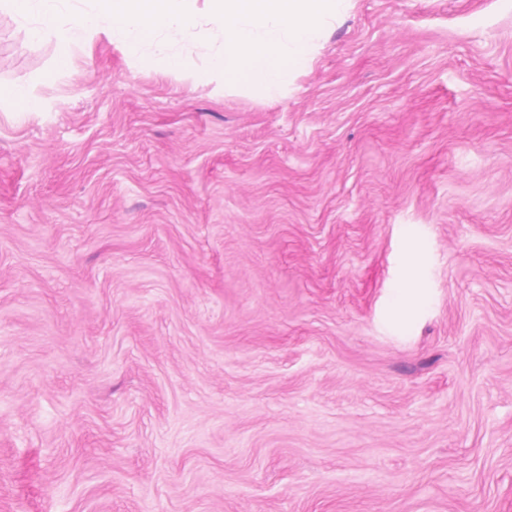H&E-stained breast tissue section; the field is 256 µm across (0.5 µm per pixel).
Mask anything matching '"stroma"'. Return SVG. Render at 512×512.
Listing matches in <instances>:
<instances>
[{
    "mask_svg": "<svg viewBox=\"0 0 512 512\" xmlns=\"http://www.w3.org/2000/svg\"><path fill=\"white\" fill-rule=\"evenodd\" d=\"M57 55L0 12V512H512V0H352L274 99ZM0 101H10L20 106L24 112H38L40 100L26 83L16 82L0 86ZM427 295L422 288H401L397 290L396 305L401 316H408L417 306L427 302Z\"/></svg>",
    "mask_w": 512,
    "mask_h": 512,
    "instance_id": "1",
    "label": "stroma"
}]
</instances>
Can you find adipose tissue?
<instances>
[{
	"label": "adipose tissue",
	"instance_id": "adipose-tissue-1",
	"mask_svg": "<svg viewBox=\"0 0 512 512\" xmlns=\"http://www.w3.org/2000/svg\"><path fill=\"white\" fill-rule=\"evenodd\" d=\"M68 2L0 0V12L10 13L31 40L55 37L61 70L71 65L74 48L90 50L101 36L129 57H143L148 47H156L175 67L179 59L171 43L190 38L207 44L216 26L224 33V47L210 55L211 73L223 76L225 84L275 97L351 0H98L94 12L69 26L53 27ZM202 2L210 21L206 27L198 21Z\"/></svg>",
	"mask_w": 512,
	"mask_h": 512
}]
</instances>
